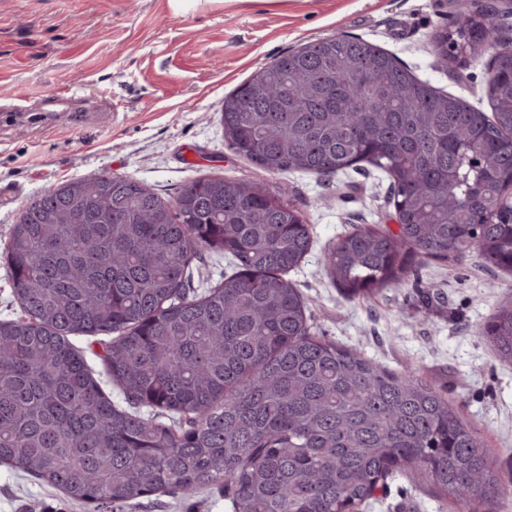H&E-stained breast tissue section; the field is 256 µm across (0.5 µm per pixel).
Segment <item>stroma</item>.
<instances>
[{"label": "stroma", "mask_w": 512, "mask_h": 512, "mask_svg": "<svg viewBox=\"0 0 512 512\" xmlns=\"http://www.w3.org/2000/svg\"><path fill=\"white\" fill-rule=\"evenodd\" d=\"M461 0H0V250L22 206L101 169L175 199L202 177L268 183L303 212L312 245L288 274L315 335L388 370L412 368L455 400L512 480V366L478 334L512 298V273L477 254L431 261L421 282L343 295L321 259L356 224H393L388 177L372 168L271 176L233 153L225 95L301 45L357 35L418 78L488 110L489 59L440 66L432 36ZM28 106L15 114L14 101ZM438 298L423 307L418 287ZM0 512H90L53 487L0 466ZM125 512H229L224 493L150 496ZM361 512H456L430 487L398 476Z\"/></svg>", "instance_id": "35a3bbf8"}]
</instances>
